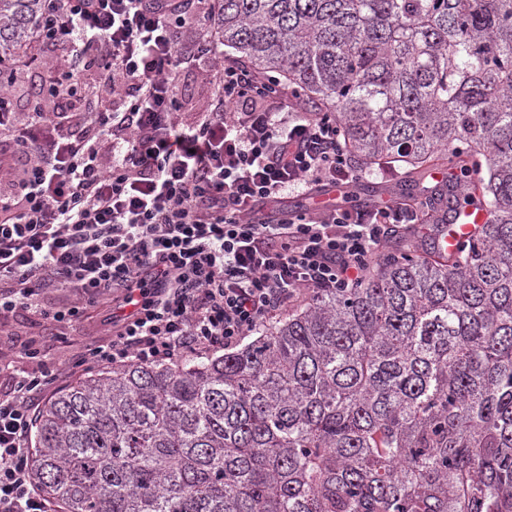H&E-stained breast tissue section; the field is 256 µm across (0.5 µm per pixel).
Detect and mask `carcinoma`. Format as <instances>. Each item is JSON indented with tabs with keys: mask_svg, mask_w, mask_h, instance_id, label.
Here are the masks:
<instances>
[{
	"mask_svg": "<svg viewBox=\"0 0 512 512\" xmlns=\"http://www.w3.org/2000/svg\"><path fill=\"white\" fill-rule=\"evenodd\" d=\"M241 65L336 118L353 167L437 161L431 223L491 219L457 250L408 236L355 288L244 347L86 374L32 414L51 512H512V0H217ZM42 0H0V75Z\"/></svg>",
	"mask_w": 512,
	"mask_h": 512,
	"instance_id": "carcinoma-1",
	"label": "carcinoma"
}]
</instances>
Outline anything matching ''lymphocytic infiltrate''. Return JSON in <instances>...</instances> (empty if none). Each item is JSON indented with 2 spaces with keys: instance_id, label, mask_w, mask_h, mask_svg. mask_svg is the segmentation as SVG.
I'll use <instances>...</instances> for the list:
<instances>
[{
  "instance_id": "lymphocytic-infiltrate-1",
  "label": "lymphocytic infiltrate",
  "mask_w": 512,
  "mask_h": 512,
  "mask_svg": "<svg viewBox=\"0 0 512 512\" xmlns=\"http://www.w3.org/2000/svg\"><path fill=\"white\" fill-rule=\"evenodd\" d=\"M215 0H45L36 50L65 47L18 121L0 88V325L33 310L52 323L113 300L112 338L77 355L90 372L172 363L239 347L311 294L360 285L378 250L418 223L405 204L252 217L293 190L345 186L362 173L335 119L233 60L209 68L218 93L194 125L174 90L204 60ZM206 35L187 46L180 30ZM101 101L83 109V80ZM78 300L43 307L49 291ZM55 373L0 392V512H50L29 457L32 403Z\"/></svg>"
}]
</instances>
